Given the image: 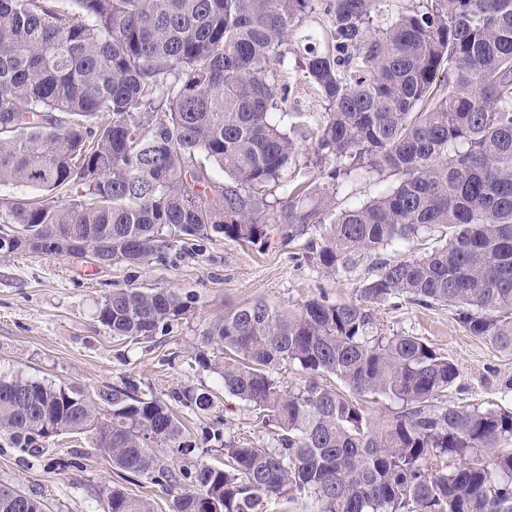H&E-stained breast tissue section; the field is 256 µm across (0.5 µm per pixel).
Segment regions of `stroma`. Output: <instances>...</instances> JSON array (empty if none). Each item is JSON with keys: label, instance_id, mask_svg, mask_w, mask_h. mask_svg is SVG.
Segmentation results:
<instances>
[{"label": "stroma", "instance_id": "35a3bbf8", "mask_svg": "<svg viewBox=\"0 0 512 512\" xmlns=\"http://www.w3.org/2000/svg\"><path fill=\"white\" fill-rule=\"evenodd\" d=\"M374 275L368 262L347 275H328L307 260L303 242L288 245L276 233L254 244L218 235L135 266L100 268L67 255L20 253L0 259V374L58 386L77 382L92 392L127 383L154 392L180 412L198 444L187 456L164 448L160 456L177 467L200 461L219 466L224 452L209 442L213 431L253 442L267 435L255 412L225 393L218 374L194 362L207 323L257 300L293 306L323 296L349 302ZM116 288L165 289L188 301L191 311L152 339L117 341L97 318ZM375 316L384 332L420 337L458 362L462 375L448 391V404L512 405V351L469 335L453 310L402 298L381 303ZM205 390L217 395L211 409L185 404V395ZM47 446L45 454H34L0 433V484L40 499L45 512H108L107 494L115 487L169 512L170 495L126 482L90 434L57 436Z\"/></svg>", "mask_w": 512, "mask_h": 512}]
</instances>
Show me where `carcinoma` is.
Segmentation results:
<instances>
[{
    "label": "carcinoma",
    "mask_w": 512,
    "mask_h": 512,
    "mask_svg": "<svg viewBox=\"0 0 512 512\" xmlns=\"http://www.w3.org/2000/svg\"><path fill=\"white\" fill-rule=\"evenodd\" d=\"M324 22L309 43L305 23ZM297 56L284 67L288 50ZM217 166L229 179L214 180ZM318 169L316 177L296 173ZM393 187L336 207L353 180ZM38 192L0 208L16 232L112 249L136 265L214 235L272 232L334 275L389 246L357 299L256 301L210 323L194 361L262 415L268 440L213 439L223 466L171 467L152 447L196 444L154 393L90 394L0 377V432L23 448L89 432L112 466L173 494L172 512H512V408L447 404L460 365L417 336L385 334L375 305L405 297L455 311L512 349V0H0V187ZM280 188L279 211L265 192ZM67 195L61 204L58 196ZM188 303L119 288L98 311L114 338L149 339ZM333 376L287 387L286 366ZM400 404L387 419L364 405ZM109 512H154L114 488ZM0 512H45L0 485Z\"/></svg>",
    "instance_id": "carcinoma-1"
}]
</instances>
